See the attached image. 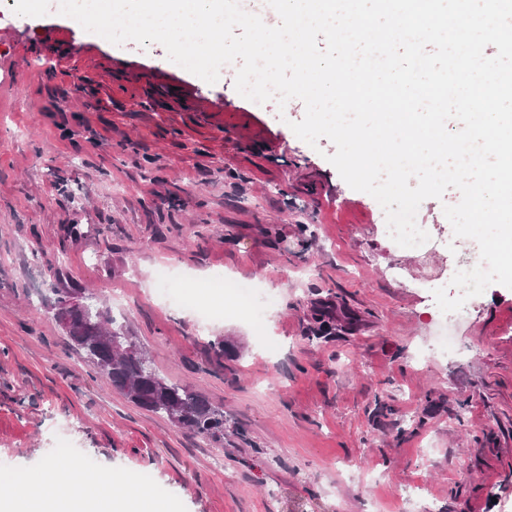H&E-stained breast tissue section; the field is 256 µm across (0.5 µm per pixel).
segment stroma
Returning <instances> with one entry per match:
<instances>
[{
	"mask_svg": "<svg viewBox=\"0 0 512 512\" xmlns=\"http://www.w3.org/2000/svg\"><path fill=\"white\" fill-rule=\"evenodd\" d=\"M57 29L65 48L40 50ZM235 74L206 84L161 44L0 4V480L76 455L148 473L164 512H512V288L472 297L448 354L426 348L425 281L465 244L443 213L459 192L421 203L426 256L401 249L328 162L333 142L293 133L303 102L256 109ZM161 266L189 303L157 295ZM219 270L275 296L262 323L206 317ZM83 290L162 377L223 407V443L85 362L51 309Z\"/></svg>",
	"mask_w": 512,
	"mask_h": 512,
	"instance_id": "stroma-1",
	"label": "stroma"
}]
</instances>
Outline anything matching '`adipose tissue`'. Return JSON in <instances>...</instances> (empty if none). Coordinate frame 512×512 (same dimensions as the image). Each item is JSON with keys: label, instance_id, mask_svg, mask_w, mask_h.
Masks as SVG:
<instances>
[{"label": "adipose tissue", "instance_id": "adipose-tissue-1", "mask_svg": "<svg viewBox=\"0 0 512 512\" xmlns=\"http://www.w3.org/2000/svg\"><path fill=\"white\" fill-rule=\"evenodd\" d=\"M0 512H163L146 487L121 484L119 478L81 470L73 481L61 476L52 458L30 479L0 480Z\"/></svg>", "mask_w": 512, "mask_h": 512}]
</instances>
